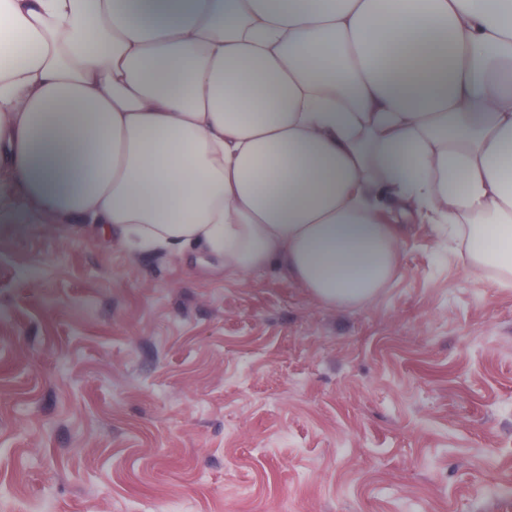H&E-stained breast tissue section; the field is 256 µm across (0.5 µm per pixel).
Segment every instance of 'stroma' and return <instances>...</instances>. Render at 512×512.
Listing matches in <instances>:
<instances>
[{
    "label": "stroma",
    "mask_w": 512,
    "mask_h": 512,
    "mask_svg": "<svg viewBox=\"0 0 512 512\" xmlns=\"http://www.w3.org/2000/svg\"><path fill=\"white\" fill-rule=\"evenodd\" d=\"M401 264L340 309L0 210V512H512V288Z\"/></svg>",
    "instance_id": "1"
}]
</instances>
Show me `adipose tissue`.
I'll use <instances>...</instances> for the list:
<instances>
[{
  "label": "adipose tissue",
  "instance_id": "ef3b65f1",
  "mask_svg": "<svg viewBox=\"0 0 512 512\" xmlns=\"http://www.w3.org/2000/svg\"><path fill=\"white\" fill-rule=\"evenodd\" d=\"M1 185L330 307L417 216L512 288V0H0Z\"/></svg>",
  "mask_w": 512,
  "mask_h": 512
}]
</instances>
